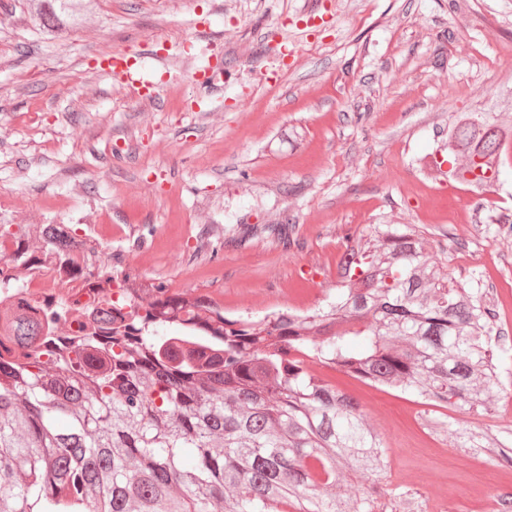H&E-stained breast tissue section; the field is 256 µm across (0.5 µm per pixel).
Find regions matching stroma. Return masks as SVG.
Wrapping results in <instances>:
<instances>
[{
	"label": "stroma",
	"mask_w": 512,
	"mask_h": 512,
	"mask_svg": "<svg viewBox=\"0 0 512 512\" xmlns=\"http://www.w3.org/2000/svg\"><path fill=\"white\" fill-rule=\"evenodd\" d=\"M150 41L161 55L142 63L157 86L148 101L97 57ZM218 60L222 82L200 94L192 73ZM468 112L512 128V0H91L55 35L0 0V224L94 237L109 217L123 233L99 251L131 283L209 295L230 317L285 308L292 288L308 309L325 305L348 230L372 224L415 225L456 281L495 297L511 288L506 215L471 212L474 191L430 164ZM487 251L491 271L477 263ZM326 376L379 434L384 490L433 472L448 496L437 506L420 489L424 512H475L492 458L449 432L430 439L415 397ZM461 457L473 466L457 468Z\"/></svg>",
	"instance_id": "35a3bbf8"
}]
</instances>
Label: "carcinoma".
Returning a JSON list of instances; mask_svg holds the SVG:
<instances>
[{
	"label": "carcinoma",
	"instance_id": "obj_1",
	"mask_svg": "<svg viewBox=\"0 0 512 512\" xmlns=\"http://www.w3.org/2000/svg\"><path fill=\"white\" fill-rule=\"evenodd\" d=\"M44 32L75 20L77 0H26ZM485 166L512 165V128L470 112L448 128L452 180L481 190ZM348 240L336 296L303 314L232 318L206 294L130 287L104 264L102 287L131 288L129 310L99 318L65 306L44 321L0 306V512H374L387 452L352 393L303 357L424 404L491 414L509 389L512 347L494 338L485 291L428 267L408 224H376ZM2 236L0 284L33 270L75 276L99 256L63 224ZM82 334L70 333V324ZM163 327L193 337L169 341ZM430 435L452 422L423 411ZM457 447L512 467V430L454 429ZM367 476L360 494L340 476Z\"/></svg>",
	"mask_w": 512,
	"mask_h": 512
}]
</instances>
